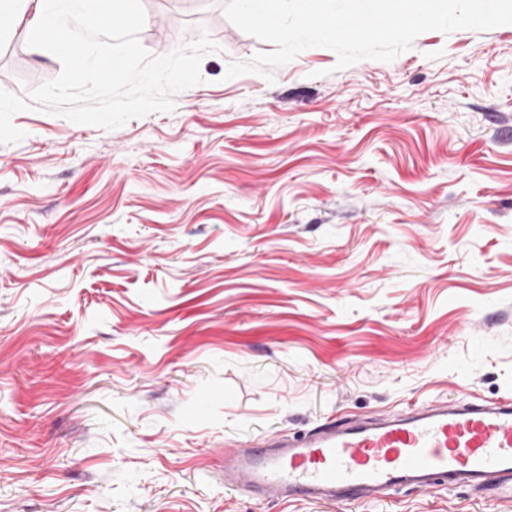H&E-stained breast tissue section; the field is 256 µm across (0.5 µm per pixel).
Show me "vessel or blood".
<instances>
[{"label": "vessel or blood", "mask_w": 512, "mask_h": 512, "mask_svg": "<svg viewBox=\"0 0 512 512\" xmlns=\"http://www.w3.org/2000/svg\"><path fill=\"white\" fill-rule=\"evenodd\" d=\"M512 502V398L345 417L224 451V485L268 500L347 501L439 485Z\"/></svg>", "instance_id": "obj_1"}]
</instances>
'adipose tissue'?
Here are the masks:
<instances>
[{"mask_svg": "<svg viewBox=\"0 0 512 512\" xmlns=\"http://www.w3.org/2000/svg\"><path fill=\"white\" fill-rule=\"evenodd\" d=\"M31 8L26 21L29 40L34 46H53L57 50H65L67 46L76 44L78 39L91 38L93 30L74 33L68 26L69 17L78 13L83 0H24Z\"/></svg>", "mask_w": 512, "mask_h": 512, "instance_id": "ef3b65f1", "label": "adipose tissue"}]
</instances>
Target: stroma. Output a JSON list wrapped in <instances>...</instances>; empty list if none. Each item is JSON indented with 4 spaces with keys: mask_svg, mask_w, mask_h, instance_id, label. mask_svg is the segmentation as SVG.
I'll use <instances>...</instances> for the list:
<instances>
[{
    "mask_svg": "<svg viewBox=\"0 0 512 512\" xmlns=\"http://www.w3.org/2000/svg\"><path fill=\"white\" fill-rule=\"evenodd\" d=\"M201 84L107 130L0 16V512H512L464 489L288 503L224 450L414 403L512 397V24L338 68L227 0H142Z\"/></svg>",
    "mask_w": 512,
    "mask_h": 512,
    "instance_id": "35a3bbf8",
    "label": "stroma"
}]
</instances>
